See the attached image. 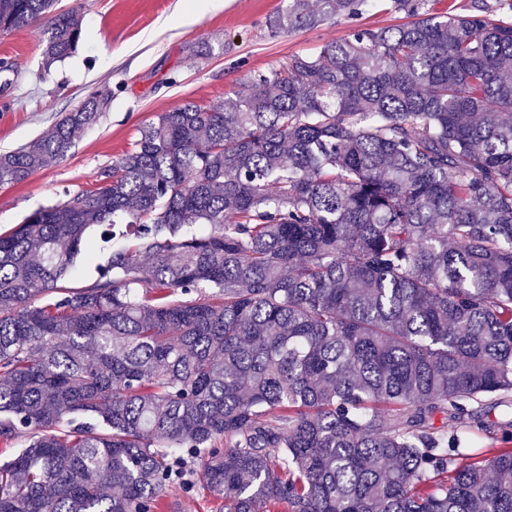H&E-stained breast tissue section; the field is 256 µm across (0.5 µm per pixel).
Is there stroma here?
Wrapping results in <instances>:
<instances>
[{"instance_id":"1","label":"stroma","mask_w":512,"mask_h":512,"mask_svg":"<svg viewBox=\"0 0 512 512\" xmlns=\"http://www.w3.org/2000/svg\"><path fill=\"white\" fill-rule=\"evenodd\" d=\"M287 0H223L195 16L187 0H61L75 10L87 38L64 62L43 73L40 25L0 33V151L47 134L61 113L90 92L112 90L100 122L81 131L68 156L17 185L0 187V229L92 190L100 172L130 147L139 127L183 101L209 105L239 90L251 75L280 68L295 54H314L346 37L341 19L270 37L267 20Z\"/></svg>"}]
</instances>
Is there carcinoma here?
Returning <instances> with one entry per match:
<instances>
[{
	"label": "carcinoma",
	"instance_id": "cac0c4a2",
	"mask_svg": "<svg viewBox=\"0 0 512 512\" xmlns=\"http://www.w3.org/2000/svg\"><path fill=\"white\" fill-rule=\"evenodd\" d=\"M380 0H288L268 31ZM0 231V512H512V21L392 0ZM45 66L86 38L58 0ZM112 98L0 153L63 160ZM106 263L97 259L106 244ZM97 278L68 285L78 263ZM223 505L224 502L203 489H198L193 494L172 489L163 499L161 512H225Z\"/></svg>",
	"mask_w": 512,
	"mask_h": 512
}]
</instances>
